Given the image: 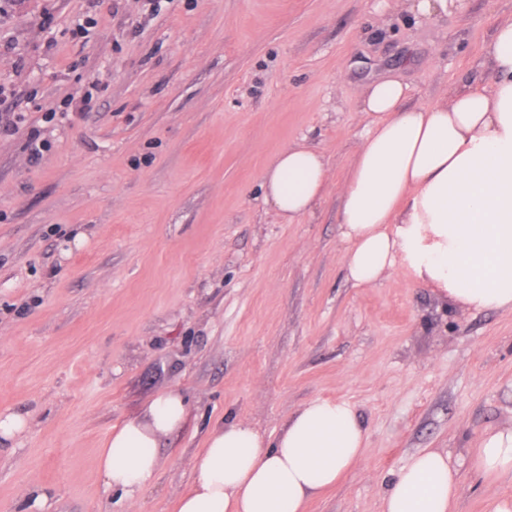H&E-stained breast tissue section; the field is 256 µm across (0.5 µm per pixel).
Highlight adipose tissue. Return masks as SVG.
I'll list each match as a JSON object with an SVG mask.
<instances>
[{"label": "adipose tissue", "instance_id": "ef3b65f1", "mask_svg": "<svg viewBox=\"0 0 512 512\" xmlns=\"http://www.w3.org/2000/svg\"><path fill=\"white\" fill-rule=\"evenodd\" d=\"M484 51L496 74L488 89L453 90L426 107L408 105L407 86L393 78L364 90L367 131L340 210L354 284L402 266L450 306L512 311V22L496 27ZM326 179L321 153L288 147L263 172L264 200L294 223L321 198ZM186 421L179 391L148 402L101 449L106 486L134 498L158 472L161 440ZM366 446L353 407L340 400L308 402L271 442L242 421L214 427L178 512H303ZM476 462L512 481V430L488 434ZM456 493L448 452L425 448L395 474L382 512H451Z\"/></svg>", "mask_w": 512, "mask_h": 512}]
</instances>
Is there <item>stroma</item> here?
Listing matches in <instances>:
<instances>
[{
	"mask_svg": "<svg viewBox=\"0 0 512 512\" xmlns=\"http://www.w3.org/2000/svg\"><path fill=\"white\" fill-rule=\"evenodd\" d=\"M418 4L0 0V120L16 126L0 136V413L28 419L0 444V512L39 493L46 512H177L212 427L271 442L317 398L352 404L368 441L305 512H382L421 448L449 452L454 512L512 501L473 461L512 429V312L450 308L403 267L371 286L344 273L363 90L395 78L420 106L490 87L483 48L512 21V0ZM296 144L325 155L327 188L287 224L261 180ZM171 389L187 424L122 498L99 450Z\"/></svg>",
	"mask_w": 512,
	"mask_h": 512,
	"instance_id": "obj_1",
	"label": "stroma"
}]
</instances>
